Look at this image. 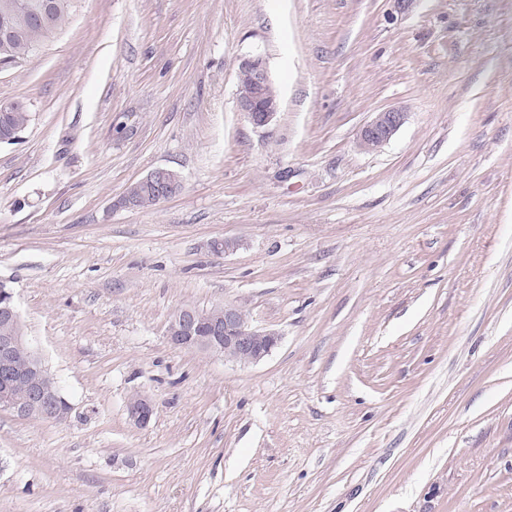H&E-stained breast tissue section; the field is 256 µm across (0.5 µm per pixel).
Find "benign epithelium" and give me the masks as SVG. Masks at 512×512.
<instances>
[{"mask_svg":"<svg viewBox=\"0 0 512 512\" xmlns=\"http://www.w3.org/2000/svg\"><path fill=\"white\" fill-rule=\"evenodd\" d=\"M239 70L249 72L251 86L238 95V110L254 127L263 128L269 125L280 108V102L267 97L272 80L265 62L259 56L245 57L239 64ZM405 119L406 113L399 108L374 113L359 131L358 148L364 152L378 150ZM140 183L153 189L160 201L178 195L183 188L178 174L167 168L153 169L140 179ZM201 326V311L184 307L171 318L167 339L175 348L222 356L244 365L263 360L279 341L275 332L252 325L238 307L227 303L224 304V315L211 317L206 332H200ZM0 383L5 386V409L18 418L56 422L69 414L70 405L62 402L55 379L25 336L13 289L1 279ZM20 383L25 384L24 394H11V386ZM127 411L130 420L144 426L150 422L154 408L148 398L138 396L129 401Z\"/></svg>","mask_w":512,"mask_h":512,"instance_id":"obj_1","label":"benign epithelium"}]
</instances>
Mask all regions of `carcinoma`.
Returning <instances> with one entry per match:
<instances>
[{"label": "carcinoma", "instance_id": "cac0c4a2", "mask_svg": "<svg viewBox=\"0 0 512 512\" xmlns=\"http://www.w3.org/2000/svg\"><path fill=\"white\" fill-rule=\"evenodd\" d=\"M75 0H0V13L9 18L16 33L0 39V65L8 66L38 55L60 34L73 12ZM9 124L22 131L31 121V112L18 102L8 110ZM126 194L141 209L157 204L154 197L133 183Z\"/></svg>", "mask_w": 512, "mask_h": 512}]
</instances>
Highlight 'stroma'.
Returning a JSON list of instances; mask_svg holds the SVG:
<instances>
[{
  "label": "stroma",
  "mask_w": 512,
  "mask_h": 512,
  "mask_svg": "<svg viewBox=\"0 0 512 512\" xmlns=\"http://www.w3.org/2000/svg\"><path fill=\"white\" fill-rule=\"evenodd\" d=\"M1 101L0 279L72 410H0V512H512V0H78ZM224 303L261 362L169 344ZM242 70L249 72L251 86L249 91L238 94V110L254 127H266L279 111L280 101L268 100L267 89L273 82L265 62L260 56L245 57L239 64V72ZM268 92L270 95H278L274 85ZM15 103L16 104L6 112L8 114V121L13 128L23 131L31 121V112H29L27 106L23 103ZM18 130L0 124V143L16 141L19 138ZM406 119V112L389 108L375 112L373 118L362 126L357 137V146L364 152L381 148L400 128ZM139 182L153 189L159 202L175 197L183 188V182L178 174L167 168H155ZM127 411L130 420L136 425L144 426L150 422L154 408L147 397L138 396L129 401Z\"/></svg>",
  "instance_id": "obj_1"
}]
</instances>
